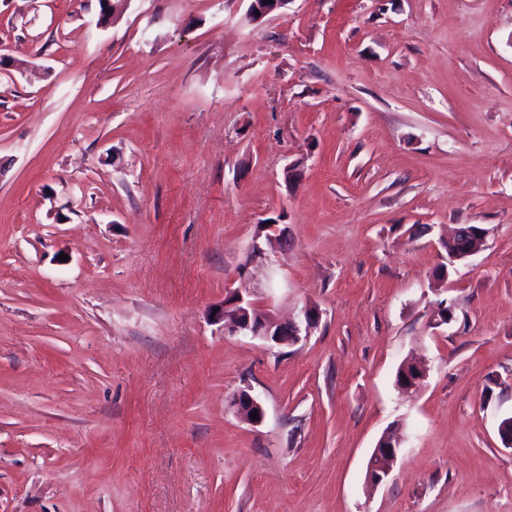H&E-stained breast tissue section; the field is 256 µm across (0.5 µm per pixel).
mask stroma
Listing matches in <instances>:
<instances>
[{
	"label": "stroma",
	"mask_w": 512,
	"mask_h": 512,
	"mask_svg": "<svg viewBox=\"0 0 512 512\" xmlns=\"http://www.w3.org/2000/svg\"><path fill=\"white\" fill-rule=\"evenodd\" d=\"M113 2L0 0V512H512V0ZM474 225H463L458 227L454 233V237L450 238L448 242L453 243L455 238H464L468 241L467 246L463 250H448V261L454 263L469 258L477 252V249L485 236V231L482 228L471 227ZM448 244V248L452 249L453 246ZM247 297L248 293L245 297L241 290H234L214 312V318L223 322L225 333L250 335L278 346H293L309 336L318 320L317 310L305 307L296 318L278 323ZM234 405L238 415L252 426L260 425L265 416L264 407L260 399L251 394L248 389L241 390L234 398ZM257 411L258 419L251 418V413ZM404 441L402 436L394 432H386L380 437L379 443L373 450V454L380 455L382 453L386 458V463L379 466H367L366 479L370 486H379L390 474L402 454Z\"/></svg>",
	"instance_id": "stroma-1"
}]
</instances>
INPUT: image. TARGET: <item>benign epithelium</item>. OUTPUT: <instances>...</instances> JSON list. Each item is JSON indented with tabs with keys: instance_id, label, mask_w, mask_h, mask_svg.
Segmentation results:
<instances>
[{
	"instance_id": "7a95c632",
	"label": "benign epithelium",
	"mask_w": 512,
	"mask_h": 512,
	"mask_svg": "<svg viewBox=\"0 0 512 512\" xmlns=\"http://www.w3.org/2000/svg\"><path fill=\"white\" fill-rule=\"evenodd\" d=\"M288 2L289 0H274L272 3H265L263 0H250L249 14L258 20L279 11L281 6ZM484 236L485 231L479 227L463 225L457 228L454 237L463 238L468 241V244L462 250L448 251L449 263L465 260L474 255ZM214 318L223 323L226 333L250 335L278 346H293L309 336L318 320V312L312 307H305L297 317L284 323H278L238 289L230 292L224 298V303L214 313ZM234 405L238 415L250 425L257 426L263 422L264 407L260 399L251 394L249 390H241L234 398ZM254 411L257 412L255 419L251 418V413ZM403 444L404 438L394 432H386L380 437L373 454L384 455L386 463L379 466H367L366 479L370 486H379L390 474L402 454Z\"/></svg>"
}]
</instances>
